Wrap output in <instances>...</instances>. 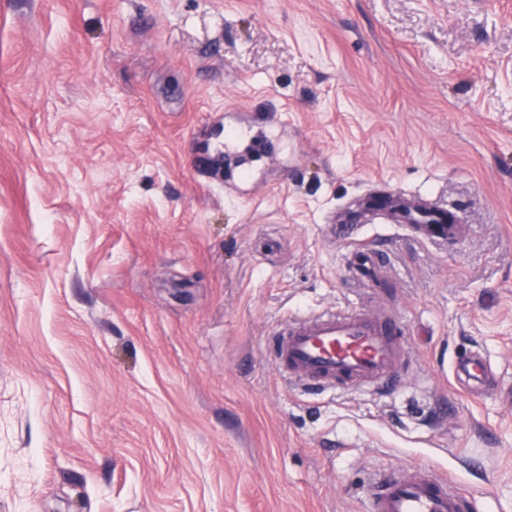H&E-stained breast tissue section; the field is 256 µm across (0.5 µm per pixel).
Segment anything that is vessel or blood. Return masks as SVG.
Listing matches in <instances>:
<instances>
[{"mask_svg":"<svg viewBox=\"0 0 512 512\" xmlns=\"http://www.w3.org/2000/svg\"><path fill=\"white\" fill-rule=\"evenodd\" d=\"M385 221L445 242L462 239L467 230L449 220L447 206L434 199ZM385 264V253L370 243L355 247L348 259L353 282L363 287L375 285ZM405 334L395 312L353 307L294 320L273 334L270 345L276 366L289 380L331 389L387 385L404 360ZM455 371L457 385L478 394L489 384L492 366L477 353L461 359ZM474 507L452 478L428 466L375 475L365 502V512H473Z\"/></svg>","mask_w":512,"mask_h":512,"instance_id":"b4317fda","label":"vessel or blood"}]
</instances>
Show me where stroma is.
Segmentation results:
<instances>
[{"label":"stroma","instance_id":"obj_1","mask_svg":"<svg viewBox=\"0 0 512 512\" xmlns=\"http://www.w3.org/2000/svg\"><path fill=\"white\" fill-rule=\"evenodd\" d=\"M389 191L466 235L330 234ZM380 305L397 387L275 369ZM419 464L512 512V0H0V512H359ZM386 255L375 244L364 243L355 247L348 258L351 279L359 286H377V272L385 267ZM455 371L457 385L472 394L483 392L491 381V363L480 353L461 359L455 365Z\"/></svg>","mask_w":512,"mask_h":512}]
</instances>
